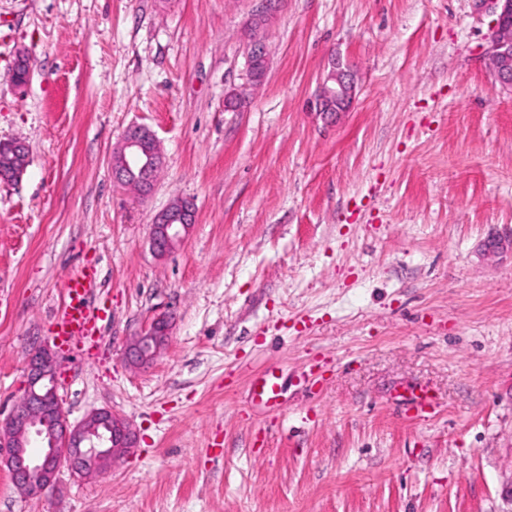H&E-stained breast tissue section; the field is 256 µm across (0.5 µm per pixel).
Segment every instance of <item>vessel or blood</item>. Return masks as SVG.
Returning a JSON list of instances; mask_svg holds the SVG:
<instances>
[{
	"instance_id": "obj_1",
	"label": "vessel or blood",
	"mask_w": 512,
	"mask_h": 512,
	"mask_svg": "<svg viewBox=\"0 0 512 512\" xmlns=\"http://www.w3.org/2000/svg\"><path fill=\"white\" fill-rule=\"evenodd\" d=\"M94 284L92 273L83 271L72 275L66 283V298L62 310L55 317V336L64 343L84 345L94 340L96 326L105 320V310L89 305L88 295ZM252 400L263 412L270 413L280 405L278 377L275 371L268 370L257 375L252 383ZM402 403L409 418L427 420L436 413V407L423 395L403 398Z\"/></svg>"
}]
</instances>
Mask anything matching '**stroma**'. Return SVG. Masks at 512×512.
<instances>
[{"label":"stroma","mask_w":512,"mask_h":512,"mask_svg":"<svg viewBox=\"0 0 512 512\" xmlns=\"http://www.w3.org/2000/svg\"><path fill=\"white\" fill-rule=\"evenodd\" d=\"M260 6L0 0V141L28 147L0 183V420L47 345L70 421L108 408L137 440L38 497L0 469V512H512V91L491 19L474 0H283L266 81L232 111ZM337 53L359 88L330 122L310 103ZM133 125L163 153L143 197L110 162ZM178 199L196 221L157 256ZM86 270L110 312L95 360L54 337ZM162 315L168 344L129 366ZM270 367L267 417L248 385ZM420 390L426 422L395 403ZM174 205L160 212L151 224L150 245L157 256L175 249L195 223V209L190 202L180 201ZM170 319L166 316L157 317L139 336H136L125 352V359L129 366L144 367L155 359L168 342Z\"/></svg>","instance_id":"1"}]
</instances>
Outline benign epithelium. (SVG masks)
Instances as JSON below:
<instances>
[{"mask_svg":"<svg viewBox=\"0 0 512 512\" xmlns=\"http://www.w3.org/2000/svg\"><path fill=\"white\" fill-rule=\"evenodd\" d=\"M265 7L255 15L245 43L247 86L264 83L268 57L264 30L280 0H262ZM477 6L494 16L493 37L486 55L496 80L512 90V0H475ZM11 80L19 88L30 81L28 59L16 56ZM357 95V79L352 66L337 56L320 80L315 96L316 110L335 116L349 110ZM5 160L0 162V181L16 182L27 167L28 150L24 142L0 143ZM163 157L158 140L146 126L129 128L120 147L112 154L116 181L146 194L154 186ZM195 223V209L187 201L160 212L151 224L150 245L164 256L188 236ZM171 321L160 316L135 338L125 352L128 365L140 368L151 363L167 344ZM46 443L43 454L34 457L29 447L34 440ZM135 436L128 423L111 410L92 411L72 424L64 412L57 392L56 357L47 347H39L27 362V388L22 399L0 422V465L6 466L13 484L30 497L52 488L60 470L84 477L102 472L113 459L134 447Z\"/></svg>","mask_w":512,"mask_h":512,"instance_id":"benign-epithelium-1","label":"benign epithelium"}]
</instances>
